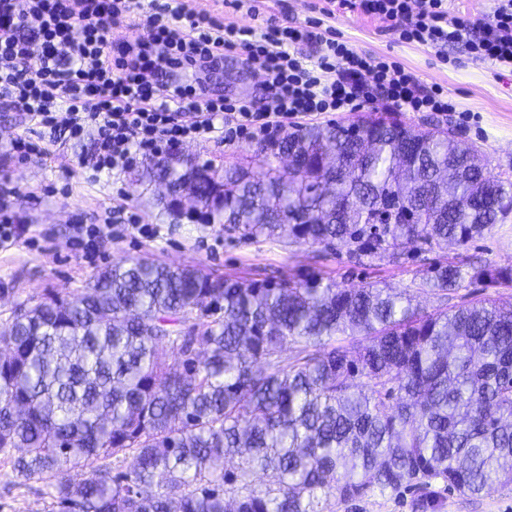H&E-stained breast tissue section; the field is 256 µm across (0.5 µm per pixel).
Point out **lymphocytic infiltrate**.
Segmentation results:
<instances>
[{
    "mask_svg": "<svg viewBox=\"0 0 512 512\" xmlns=\"http://www.w3.org/2000/svg\"><path fill=\"white\" fill-rule=\"evenodd\" d=\"M326 14L358 12L387 23L406 43L445 53L460 45L476 61L512 69V0H496L488 23L450 17L446 0H326ZM129 33L112 44L114 25ZM265 77L264 105L232 103L202 86L228 50ZM0 100L28 115L43 136L16 138L21 157L93 137L91 167L121 173L167 157L190 140L221 136L275 143L295 119L384 102L404 112H449L443 89L397 63L363 54L312 25L271 26L261 36L183 0H0ZM16 188L0 187V249L31 226Z\"/></svg>",
    "mask_w": 512,
    "mask_h": 512,
    "instance_id": "1",
    "label": "lymphocytic infiltrate"
}]
</instances>
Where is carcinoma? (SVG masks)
<instances>
[{
	"instance_id": "obj_1",
	"label": "carcinoma",
	"mask_w": 512,
	"mask_h": 512,
	"mask_svg": "<svg viewBox=\"0 0 512 512\" xmlns=\"http://www.w3.org/2000/svg\"><path fill=\"white\" fill-rule=\"evenodd\" d=\"M285 151L299 171L273 165ZM255 159L257 176L178 155L140 180L194 186L193 211L240 239L303 240L355 267L465 247L512 216V181L476 149L389 112L300 127ZM466 281L482 296L425 312L372 282L121 258L0 329V453L54 480L57 512H332L435 481L512 485V304L496 297L512 266L439 260L412 283L452 299ZM111 456L125 470L94 466Z\"/></svg>"
}]
</instances>
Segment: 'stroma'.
Instances as JSON below:
<instances>
[{"label": "stroma", "mask_w": 512, "mask_h": 512, "mask_svg": "<svg viewBox=\"0 0 512 512\" xmlns=\"http://www.w3.org/2000/svg\"><path fill=\"white\" fill-rule=\"evenodd\" d=\"M187 8L208 10L227 22L261 31L266 24L319 23L326 37L349 41L364 53L388 56L412 70L426 85H440L456 106L439 115L410 112V122L437 124L452 129L472 143L487 159L492 175L512 179V71L473 61L458 46L446 56L434 49L398 41L386 24L358 13L323 15V0H265L258 16L235 10L230 0H185ZM206 93L228 99L247 97L264 102L268 91L263 75L244 61L241 51L224 55L222 68L205 84ZM37 128L28 116L0 101V184L28 195L26 210L35 239L32 244L0 250V326L14 303L37 301L48 294H64L85 285L93 276L70 247L72 237L91 225L112 221L111 239L101 242L99 265L131 256L147 257L175 265H195L234 279L278 282L315 273L355 285L376 282L395 293H413L418 305L430 311L439 307L435 295L411 287L423 261L402 266L353 267L316 245L251 243L228 236L223 225L182 219L172 221L147 212L138 197L143 191L135 172L94 175L84 163L90 160V141L53 148L46 155L22 158L9 150L17 137H35ZM256 144L243 140L232 145L211 139L181 146L182 154L198 163L224 165L250 162ZM150 225L151 235L124 230L129 214ZM446 257L512 265V218L495 225L482 239L467 247L449 246ZM433 512H512V485L495 486L477 496L448 492L433 484ZM417 492L378 494L336 505L335 512H422ZM52 489L48 480H23L0 459V512H51Z\"/></svg>", "instance_id": "obj_1"}]
</instances>
